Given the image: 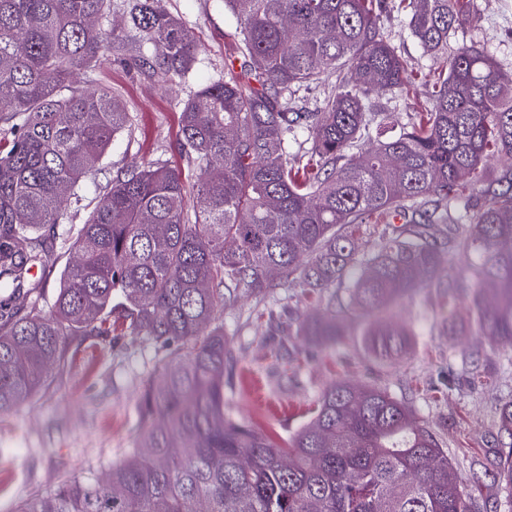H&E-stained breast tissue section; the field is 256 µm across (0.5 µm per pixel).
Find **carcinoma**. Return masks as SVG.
<instances>
[{
	"label": "carcinoma",
	"instance_id": "cac0c4a2",
	"mask_svg": "<svg viewBox=\"0 0 512 512\" xmlns=\"http://www.w3.org/2000/svg\"><path fill=\"white\" fill-rule=\"evenodd\" d=\"M240 28V70L203 86L179 115L185 170L132 166L83 203L129 113L74 71L107 53L149 79L188 75L198 46L163 0H0V282L20 289L52 247L46 228L88 209L52 310L0 304V414L49 383L80 336L118 329L164 355L143 380L135 448L102 477L71 478L17 512H476L430 424L374 385L338 381L284 446L224 413L232 356L216 313L242 298L299 292L269 327L316 343L362 337L401 360L406 294L434 287L448 330L512 341V72L475 46L450 49L474 0H224ZM405 13L446 61L407 123L373 97L408 94L413 67L382 23ZM334 76L312 111L296 99ZM379 224L359 254L363 227ZM475 258L467 318L463 278ZM320 306L310 319L297 303ZM492 478L512 489V400L498 412Z\"/></svg>",
	"mask_w": 512,
	"mask_h": 512
}]
</instances>
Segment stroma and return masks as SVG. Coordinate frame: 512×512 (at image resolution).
<instances>
[{"mask_svg":"<svg viewBox=\"0 0 512 512\" xmlns=\"http://www.w3.org/2000/svg\"><path fill=\"white\" fill-rule=\"evenodd\" d=\"M167 9L190 28L199 51L191 73L182 80H151L130 62L105 56L80 70L78 84L107 86L119 95L131 124L112 141L84 183L95 197L120 171L155 160L183 166L178 144V116L184 103L205 84L223 79L227 59L240 42L235 17L224 0H164ZM477 19L458 29L452 46L475 45L506 71L512 70V0H475ZM384 24L391 43L425 74L442 68V60L423 53L406 17L394 14ZM85 211L72 213L56 231L44 268L21 289L0 285V300L26 310L38 300L50 311L59 289L69 248L84 222ZM277 309L245 299L218 315L224 325L235 368L224 385V411L235 420L288 439L308 420V409L334 382L348 380L386 388L411 404L439 433L463 478L469 466L492 464L491 443L498 432L497 411L512 398V343L491 342L467 329L448 335L441 327L437 297L428 290L405 296L397 322L409 326V351L395 366L376 365L355 343L320 345L291 338L281 344L256 307ZM67 367L47 386L13 411L0 416V512L17 507L39 492L56 489L63 480L102 475L135 446L140 431L139 397L144 375L159 354L143 337H88L74 341ZM491 376L490 385L473 387L469 373ZM445 387L436 397L437 387Z\"/></svg>","mask_w":512,"mask_h":512,"instance_id":"obj_1","label":"stroma"}]
</instances>
